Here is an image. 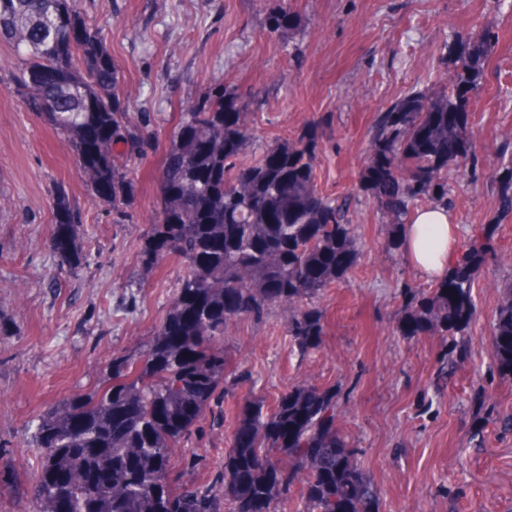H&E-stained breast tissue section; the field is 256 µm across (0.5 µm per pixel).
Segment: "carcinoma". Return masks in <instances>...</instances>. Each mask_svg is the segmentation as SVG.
<instances>
[{"label": "carcinoma", "instance_id": "obj_1", "mask_svg": "<svg viewBox=\"0 0 512 512\" xmlns=\"http://www.w3.org/2000/svg\"><path fill=\"white\" fill-rule=\"evenodd\" d=\"M21 54L18 91L31 110L57 103L45 121L64 136L94 196L117 207L134 196L126 162L156 144L151 118L130 112L103 36L71 0H0V40ZM498 43L492 24L458 36L442 90H416L375 117L361 187L388 226L385 248H403L405 226L423 203L453 208L448 169L475 160L470 96L483 85ZM241 95L221 85L187 103L163 162L160 204L138 260L164 242L185 266L164 319L136 358L112 360V382L93 396L65 398L36 418L29 447L39 458L32 512H279L298 489L303 512H379V491L338 425L336 388L296 383L270 406L243 396L224 454L208 484L174 488L172 451L224 402V336L242 316L285 313L292 347L306 356L324 335L316 301L348 280L357 250L351 203L315 181L317 127L278 139L242 162L250 137ZM501 213L512 211V168L496 175ZM56 253L77 255L78 214L67 194L54 199ZM494 229L476 231L443 279L402 292L400 332L441 337L439 378L465 357L476 315L479 268L494 250ZM491 318V354L512 379V282Z\"/></svg>", "mask_w": 512, "mask_h": 512}]
</instances>
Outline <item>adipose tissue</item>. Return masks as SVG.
Listing matches in <instances>:
<instances>
[{"instance_id":"ef3b65f1","label":"adipose tissue","mask_w":512,"mask_h":512,"mask_svg":"<svg viewBox=\"0 0 512 512\" xmlns=\"http://www.w3.org/2000/svg\"><path fill=\"white\" fill-rule=\"evenodd\" d=\"M454 216L449 209L431 206L419 210L405 231V249L410 261L425 275L442 277L457 250L450 235Z\"/></svg>"}]
</instances>
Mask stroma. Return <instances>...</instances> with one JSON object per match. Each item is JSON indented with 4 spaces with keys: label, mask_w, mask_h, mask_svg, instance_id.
Segmentation results:
<instances>
[{
    "label": "stroma",
    "mask_w": 512,
    "mask_h": 512,
    "mask_svg": "<svg viewBox=\"0 0 512 512\" xmlns=\"http://www.w3.org/2000/svg\"><path fill=\"white\" fill-rule=\"evenodd\" d=\"M98 28L119 72L129 111L149 113L159 137L134 155L136 187L113 211L91 192L78 158L14 85L12 47L0 42V512H31L39 459L31 422L60 399L92 393L116 358L138 356L165 316L180 265L143 274L137 260L160 195L161 167L178 130L180 106L221 84L247 106L248 160L276 139L316 124V182L328 195H354L357 268L318 302L319 348H291L281 308L238 319L224 355L245 372L227 375L217 419L204 420L174 452L171 483L213 480L224 463L238 401H266L306 382L341 393L340 427L379 490V512H512V430L494 416L512 413V381L489 354L490 319L512 280V214L500 216L494 172L512 166V11L498 0H73ZM281 9L292 30H274ZM494 22L499 43L484 86L470 102L477 172L454 182V233L465 242L496 223L497 253L477 273L478 314L469 353L435 392L441 340L401 336L403 288L433 283L384 247L386 227L373 197L358 189L370 128L391 100L440 89L446 46ZM66 191L81 216L76 263L52 248L53 200Z\"/></svg>",
    "instance_id": "1"
}]
</instances>
